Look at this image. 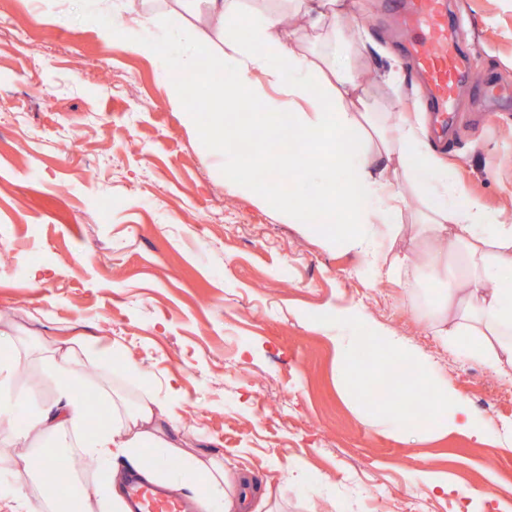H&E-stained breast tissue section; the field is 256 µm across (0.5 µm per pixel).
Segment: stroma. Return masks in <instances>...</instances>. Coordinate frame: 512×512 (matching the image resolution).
<instances>
[{
    "mask_svg": "<svg viewBox=\"0 0 512 512\" xmlns=\"http://www.w3.org/2000/svg\"><path fill=\"white\" fill-rule=\"evenodd\" d=\"M468 52L447 137L424 84L405 71L387 0H358L345 27L367 40L354 62L387 115L416 105L460 191L512 216V0H450ZM85 0H0V334L15 378L12 422L50 401L44 347L79 339L98 363L151 389L191 429L188 449L266 486L277 512H512V375L444 350L426 317L428 285L373 280L370 259L289 220L261 192L224 180L170 106L165 59L99 36ZM74 139L69 153L63 140ZM364 336H399L471 412V433L401 436L370 385L338 376L336 312ZM447 491L433 489L435 480Z\"/></svg>",
    "mask_w": 512,
    "mask_h": 512,
    "instance_id": "obj_1",
    "label": "stroma"
}]
</instances>
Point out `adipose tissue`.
Masks as SVG:
<instances>
[{"label": "adipose tissue", "instance_id": "adipose-tissue-1", "mask_svg": "<svg viewBox=\"0 0 512 512\" xmlns=\"http://www.w3.org/2000/svg\"><path fill=\"white\" fill-rule=\"evenodd\" d=\"M203 2L209 31L144 38L131 32L140 21L137 0H112V18L101 24L99 36L108 43L115 33L128 32L132 50L155 57L165 55L172 43H185L182 63L169 78V98L176 111L193 116L196 105L183 75L201 76L208 87V120L197 128L200 139L214 152H229L233 143L227 132L240 119L267 139L287 141L288 168L310 183L312 192H269L266 200L298 222L308 221L316 209L338 214L339 223L321 225V232L328 242L372 254L378 275L425 273L439 286L429 312L436 335L447 344L473 337L469 354L487 360L499 372L511 370L512 218L489 211L476 200H461L452 172L428 143L419 121L403 113L394 128L379 123L375 104L351 62L354 43L334 25L353 12L356 0H289L290 9L306 23L286 31L280 28L278 12H257L256 37L275 56L272 66L236 38L242 0ZM310 42L322 45L320 58L308 55ZM258 71L279 89L280 98L260 93L254 80ZM245 96L255 108L243 113L238 103ZM409 189L422 204L417 234L454 245L445 255L429 253L420 266L410 253L394 247ZM364 343L361 336L339 343L343 373L361 381L396 369L409 376L407 385L397 391L398 405L386 415L389 426L408 437L425 433V426L401 406L411 399L438 413H451L450 428L473 431L460 395L435 383L422 353L409 349L399 337L381 336L370 342L375 359L360 364L355 354ZM93 355L84 345L51 349L55 396L16 429L7 398L22 357L10 337L0 336V432H8L12 444L29 450L23 458L0 450V473L12 475L17 486L11 512H64L65 499L44 494L42 487L53 480L55 460L66 448L113 466L109 490L92 489L80 477L72 478L81 512H125L117 490L125 473L118 460L130 462L145 479L167 485L172 481L168 464L179 454L200 487L201 512H243L245 504L236 491L238 474L222 458L184 455L181 429L164 431L170 414L150 389L141 387L130 395L113 387L105 394L111 424L89 429L72 380L77 366Z\"/></svg>", "mask_w": 512, "mask_h": 512}]
</instances>
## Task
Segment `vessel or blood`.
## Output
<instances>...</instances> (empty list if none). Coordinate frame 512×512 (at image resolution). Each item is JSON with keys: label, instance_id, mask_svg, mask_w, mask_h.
<instances>
[{"label": "vessel or blood", "instance_id": "obj_1", "mask_svg": "<svg viewBox=\"0 0 512 512\" xmlns=\"http://www.w3.org/2000/svg\"><path fill=\"white\" fill-rule=\"evenodd\" d=\"M400 17L409 35L407 67L421 75L436 110L452 112L466 60L445 0H408ZM127 497L132 512H194L192 503L135 478L129 482Z\"/></svg>", "mask_w": 512, "mask_h": 512}]
</instances>
